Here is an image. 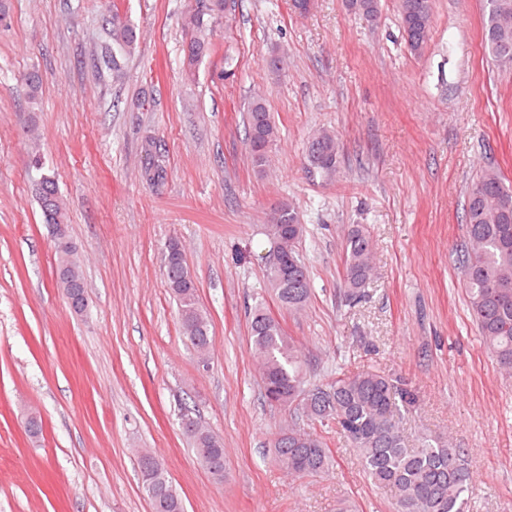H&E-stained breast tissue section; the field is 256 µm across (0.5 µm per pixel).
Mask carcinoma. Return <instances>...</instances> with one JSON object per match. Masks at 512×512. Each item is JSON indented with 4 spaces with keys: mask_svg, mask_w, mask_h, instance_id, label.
<instances>
[{
    "mask_svg": "<svg viewBox=\"0 0 512 512\" xmlns=\"http://www.w3.org/2000/svg\"><path fill=\"white\" fill-rule=\"evenodd\" d=\"M187 24L195 36L187 44V66L193 70L204 57L203 34L221 10L223 0H194ZM365 19L374 21L379 0H348ZM401 27L407 49L421 55L427 48L433 22L432 0H401ZM485 51L499 64H512V0H486L483 19ZM136 30L119 12H112V46L119 55L136 46ZM278 138L277 126L264 100L257 97L248 107L246 144L252 164L262 171L269 149ZM339 138L322 129L308 138L304 160L308 172L322 178L336 174ZM147 178L158 182L166 174L163 156L149 150ZM42 222L59 224L66 218L65 203L55 176L43 173L34 183ZM306 227L297 209L282 204L265 225V233L279 253L267 265L268 284L280 307L288 311L304 308L312 295L308 268L298 246ZM57 269L67 268L85 283L76 250L55 249ZM458 269L483 347L495 360L506 380L512 379V187L501 173L482 170L468 193L463 241L456 248ZM342 285L351 299L361 297L374 269L373 242L360 224L350 227L343 243ZM164 271L175 298L182 335L198 354L211 346V320L200 306L197 284L181 244L166 245ZM250 343L259 365L264 398L270 406L288 411V424L272 440L275 462L288 474L317 477L332 466V456L313 424L336 423L337 433L354 448L372 484L388 493L394 512H467L474 480L465 449L454 447L452 438L425 436L420 447L411 448L403 420L416 406L407 384L373 370L342 372L325 387L304 386L305 354L301 344L287 335L279 318L261 301L250 308ZM183 432L199 462L215 476H224V441L204 427L196 417L185 414ZM154 465L148 485L142 489L153 512H184L181 496L173 487L155 455L138 457L139 472Z\"/></svg>",
    "mask_w": 512,
    "mask_h": 512,
    "instance_id": "carcinoma-1",
    "label": "carcinoma"
}]
</instances>
